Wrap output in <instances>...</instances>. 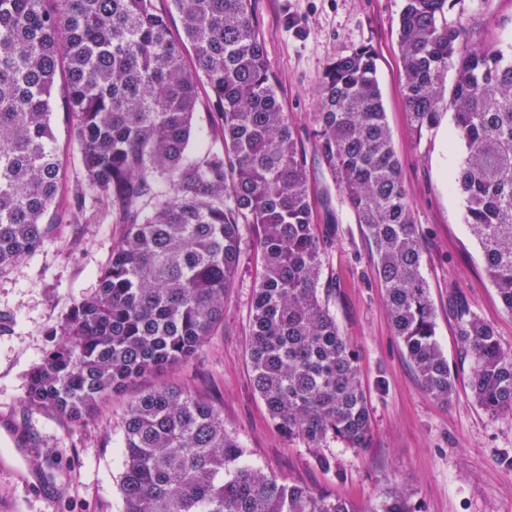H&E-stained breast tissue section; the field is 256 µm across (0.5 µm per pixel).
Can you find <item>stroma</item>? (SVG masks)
I'll use <instances>...</instances> for the list:
<instances>
[{"label": "stroma", "mask_w": 512, "mask_h": 512, "mask_svg": "<svg viewBox=\"0 0 512 512\" xmlns=\"http://www.w3.org/2000/svg\"><path fill=\"white\" fill-rule=\"evenodd\" d=\"M404 0H253L266 60L306 155L309 194L327 233L321 283L359 358L372 418L368 447L333 442L336 464L317 466L311 449L288 441L253 387L248 324L256 262L240 265L224 305V324L193 364L166 375L218 404L225 430L251 461L290 483L324 491L360 512L391 489L409 494L413 512H512V416L485 411L470 388L454 305L489 322L512 351V313L490 281L481 248L464 222V203L448 187L462 158L449 122L416 135L405 107L397 28ZM448 21H480L487 40L512 46V0H448ZM369 45L403 184L423 244L422 271L436 336L454 375L448 403L427 395L393 330L370 247L317 151L315 112L327 64ZM55 144L64 159L50 233L34 255L0 268V512H121L122 421L131 393L113 395L74 422L26 401L27 377L50 345L48 331L90 295L120 240L111 216L77 211L84 173L62 96L51 101Z\"/></svg>", "instance_id": "obj_1"}]
</instances>
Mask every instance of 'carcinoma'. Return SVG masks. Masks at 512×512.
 I'll return each mask as SVG.
<instances>
[{"mask_svg":"<svg viewBox=\"0 0 512 512\" xmlns=\"http://www.w3.org/2000/svg\"><path fill=\"white\" fill-rule=\"evenodd\" d=\"M0 0V266L44 245L62 166L51 99L62 90L84 185L121 238L95 292L49 331L26 399L81 421L139 379L188 366L216 327L255 231L259 267L249 322L253 385L291 442L366 447L371 412L357 356L321 287L325 239L314 222L306 156L267 67L252 0ZM448 0H405L399 17L406 108L416 135L450 114L464 156L451 187L465 203L503 307L512 312V52L477 24H450ZM192 62H187L186 53ZM455 70L446 88L448 67ZM224 142L186 156L199 86ZM316 147L371 247L391 327L432 398L454 390L435 336L422 247L386 123L376 54L328 64ZM471 390L512 415V352L480 316L458 314ZM122 512H361L255 466L224 415L162 380L139 391L123 423ZM369 512H412L388 491Z\"/></svg>","mask_w":512,"mask_h":512,"instance_id":"cac0c4a2","label":"carcinoma"}]
</instances>
